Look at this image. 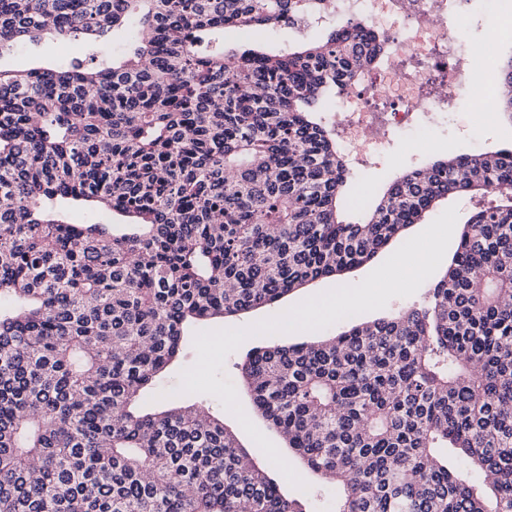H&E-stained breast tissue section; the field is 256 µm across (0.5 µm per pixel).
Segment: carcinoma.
Segmentation results:
<instances>
[{
  "label": "carcinoma",
  "instance_id": "cac0c4a2",
  "mask_svg": "<svg viewBox=\"0 0 512 512\" xmlns=\"http://www.w3.org/2000/svg\"><path fill=\"white\" fill-rule=\"evenodd\" d=\"M304 0H0V54L49 31L64 66L0 69V512H306L200 405L142 414L192 322L372 260L451 195L493 192L425 300L240 366L336 512H512V147L405 172L356 223L320 114L380 49L348 21L280 46ZM126 34L120 57L110 37ZM493 108L512 117V60ZM90 203L134 220L76 224ZM493 480L483 495L442 449ZM38 462L40 475L31 474Z\"/></svg>",
  "mask_w": 512,
  "mask_h": 512
}]
</instances>
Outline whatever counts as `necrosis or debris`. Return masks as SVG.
<instances>
[{"label":"necrosis or debris","instance_id":"4bbe7bcc","mask_svg":"<svg viewBox=\"0 0 512 512\" xmlns=\"http://www.w3.org/2000/svg\"><path fill=\"white\" fill-rule=\"evenodd\" d=\"M471 0H324L323 9L291 18L285 26L302 36L316 26L354 20L380 34L375 65L334 105L340 144L350 149L352 170L364 173L405 135L427 130L421 115L452 111L467 98L491 111L494 84L487 78L489 45L464 47L449 20L464 23Z\"/></svg>","mask_w":512,"mask_h":512}]
</instances>
